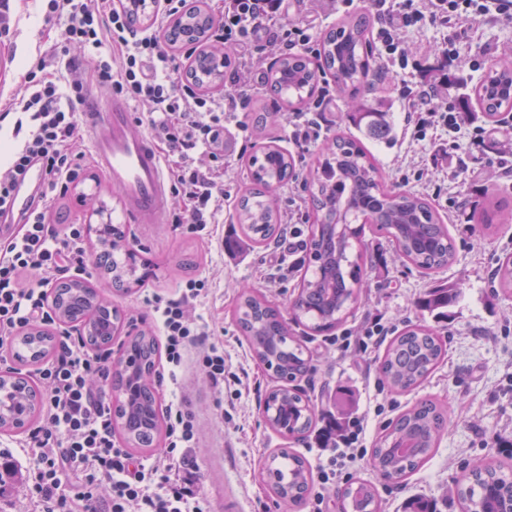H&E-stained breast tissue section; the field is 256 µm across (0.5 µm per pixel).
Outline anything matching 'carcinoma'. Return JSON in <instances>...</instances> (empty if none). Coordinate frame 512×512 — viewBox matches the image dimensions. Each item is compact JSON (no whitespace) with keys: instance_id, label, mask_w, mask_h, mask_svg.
I'll return each mask as SVG.
<instances>
[{"instance_id":"cac0c4a2","label":"carcinoma","mask_w":512,"mask_h":512,"mask_svg":"<svg viewBox=\"0 0 512 512\" xmlns=\"http://www.w3.org/2000/svg\"><path fill=\"white\" fill-rule=\"evenodd\" d=\"M211 18L198 7L189 8L165 35L170 44L199 43L206 39ZM371 20L360 16L341 21L320 40L318 54L311 59L282 54L271 65V90L296 110L310 103L323 75L333 76L342 92L365 95L376 91L382 67L377 64L370 41ZM232 58L225 52L203 49L188 66L189 74L200 84L213 85L224 78ZM481 112L490 122L503 109L512 110V58L501 57L472 88ZM348 121L365 136L393 142L392 115L376 111L363 97L353 101ZM323 162L311 175L310 203L314 222L310 225L308 265L310 277L302 279L300 292L290 307L291 320L310 317L314 332L330 331L353 313L360 284L358 272L351 269V240L359 239L364 223L384 232L398 255L430 272L453 261L454 242L429 201L416 193L387 186L379 175L371 152L358 140L338 133L322 147ZM251 186L241 194L237 211L241 236L225 244L228 250L264 248L280 237V215L273 192L295 175L294 158L277 145H266L261 155L251 157ZM499 206L485 195L473 214V223L490 231L498 219ZM101 251L97 266L111 276L116 291H127L142 282L135 276L133 252L125 243L120 227L101 224L94 229ZM495 278L501 290L512 292V254L498 260ZM460 287L432 288L418 301L427 311L446 308L460 296ZM51 306L62 324L75 326L85 343L94 349L112 345L121 333L119 310L98 299L93 288L74 281L58 283L50 293ZM243 336L256 359L273 372L279 384L264 399L275 400L270 425L280 431L288 427L301 437L318 432L326 414H317L303 399L295 382L311 371L309 359L299 342L288 335V321L265 296L243 291L235 310ZM56 349L55 336L37 330L15 340L14 356L25 365L50 358ZM446 345L436 331L424 324L411 325L392 337L379 361L385 384L394 392L406 393L420 386L445 357ZM160 357L159 344L151 333L129 336L117 358L122 366L124 399L114 413L115 430L134 452L148 451L159 443L162 425L158 396L151 377ZM40 386L20 372L0 375V425L19 428L34 425L40 416ZM449 422L447 411L433 400L416 402L391 421L372 449L371 464L380 473L400 476L417 469L432 455L439 434ZM266 468L274 472L268 482L272 494L288 507L304 503L311 480L304 459L285 451L272 456ZM512 490V479L505 466L494 460L477 467L454 483L452 494L463 512H499L500 502ZM344 512H378L374 488L365 481H354L342 491Z\"/></svg>"}]
</instances>
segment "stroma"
<instances>
[{
  "label": "stroma",
  "mask_w": 512,
  "mask_h": 512,
  "mask_svg": "<svg viewBox=\"0 0 512 512\" xmlns=\"http://www.w3.org/2000/svg\"><path fill=\"white\" fill-rule=\"evenodd\" d=\"M10 29L0 34V101L16 97L25 85L39 50L49 43L42 32L47 24L39 0H12ZM448 36L439 23L427 21L407 37L409 65L391 70L380 97L388 111L401 114L403 103L397 90L401 85L423 84L426 77L437 76L443 59L439 48ZM484 52L492 58L512 52V19L471 23L469 38L451 66L458 79L449 92L461 101L468 87L480 79L470 67L473 54ZM443 145L454 157L463 158L474 175L464 182L449 179L448 172L432 167L433 144L397 125L392 146L377 141L368 147L375 155L387 182L401 189L427 196L455 241L453 262L431 273H424L393 258L387 239L364 230L362 240L371 252L380 255L381 264L367 273L369 287L358 302L354 316L344 324L347 332H356L375 315L392 323L395 329L424 322L447 342L448 353L438 369L417 390L406 395L393 393L382 382L377 363L360 352L341 354L335 344V332L312 336L294 327L301 336L313 370L304 384L306 397L316 410L333 411L338 389L351 392V412H368L372 418L364 441H373L388 422L413 403L432 398L448 405L452 421L440 438L431 459L403 478H388L370 463L350 470L347 479L336 482L325 496L326 512H342L340 489L358 479L371 483L382 512H403L404 502L415 496L447 499V512H461L450 493L457 477L476 462L498 456L501 463L512 457L496 455L489 436L501 432L512 436V296L504 294L489 273L500 257L512 253V223L498 232L478 235L472 229V210L481 203L483 193L496 190L505 212L512 214V181L492 178L491 165L498 159L489 147H473L467 132H446ZM260 144L227 136L224 163L225 225H235V207L250 184L248 160ZM85 172L68 194L52 203L49 221L53 224L121 225L126 239L146 260L151 273L144 283L130 292L115 294L108 278L97 266H90L87 282L100 296L118 307L124 316V333L144 330L140 320L144 290L175 292L189 276L210 281L214 292L201 308L204 319L224 328V361L231 377L224 382V409L216 411L214 395L195 363L187 355L180 370L183 393L194 412L199 439L193 453L201 468L203 490L211 512H288L276 502L261 479L265 459L273 451L286 448L305 458L310 471H317L321 453L313 438L303 440L284 436L271 429L262 417V405L273 385L269 371L259 364L244 340L233 317L238 292L247 287L257 290L279 307L291 304L298 294V283L306 268L305 237L308 195L302 178L296 177L276 191L283 218L296 224L298 238L294 247L278 243L253 253L224 252L211 246L206 236L173 230L167 223H131L122 208L121 197L111 180L99 167L89 142H81ZM459 209H452V202ZM457 284L461 294L448 309L447 318L438 320L420 311L417 299L428 289ZM241 384H234V377Z\"/></svg>",
  "instance_id": "35a3bbf8"
}]
</instances>
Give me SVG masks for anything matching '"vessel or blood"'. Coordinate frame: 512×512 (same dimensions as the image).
<instances>
[{
    "instance_id": "obj_1",
    "label": "vessel or blood",
    "mask_w": 512,
    "mask_h": 512,
    "mask_svg": "<svg viewBox=\"0 0 512 512\" xmlns=\"http://www.w3.org/2000/svg\"><path fill=\"white\" fill-rule=\"evenodd\" d=\"M85 132L136 223H162L170 193L169 178L151 140L132 132L126 103L116 99L109 111L89 113Z\"/></svg>"
}]
</instances>
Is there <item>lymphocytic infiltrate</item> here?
Instances as JSON below:
<instances>
[{
  "label": "lymphocytic infiltrate",
  "instance_id": "1",
  "mask_svg": "<svg viewBox=\"0 0 512 512\" xmlns=\"http://www.w3.org/2000/svg\"><path fill=\"white\" fill-rule=\"evenodd\" d=\"M46 20L62 28L36 63L38 78L24 87L18 107L27 131L9 162L0 166V219H19L15 233L0 236V365L10 341L22 331L56 327L47 302L49 285L68 273H85L88 257L79 224L56 226L47 203L64 196L83 174L78 149L82 125L76 107L85 85L78 72L58 76L71 47H79L93 66L96 81L109 94L144 105L136 121L165 157L173 194L170 221L200 233L224 221V134L248 136L244 111L249 102L243 70L261 69L270 53L313 55L318 34L313 22H283L285 0H224L209 42L238 51L237 70L223 95L201 93L187 76L176 74L169 46L150 27L135 28L117 0H42ZM382 25L377 35L388 64L406 68L400 32L417 29L425 18L448 28L439 49L448 60L460 54L465 22L512 18V0H374ZM406 102V127L423 132L443 127L467 129L473 143L491 132L477 125L434 89H399ZM43 167L46 205L15 215L11 197L31 163ZM210 294L207 280L185 279L172 294L144 298L146 316L162 343L166 363L165 442L156 453L139 456L112 429V355L87 347L80 335L57 329L56 352L37 370L44 403L40 420L21 438L33 465L26 475L29 512H208L201 473L192 455L198 441L193 414L179 396L178 370L189 349L216 394L224 392V345L209 325L193 318L192 308ZM368 427L366 415L347 420L334 447L325 449L311 512H324L325 493L347 468L358 465Z\"/></svg>",
  "mask_w": 512,
  "mask_h": 512
}]
</instances>
